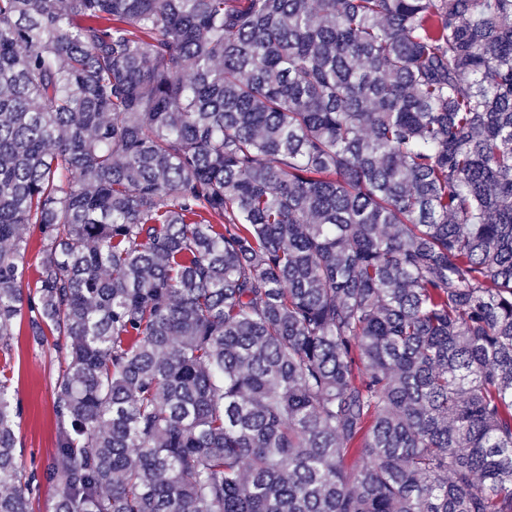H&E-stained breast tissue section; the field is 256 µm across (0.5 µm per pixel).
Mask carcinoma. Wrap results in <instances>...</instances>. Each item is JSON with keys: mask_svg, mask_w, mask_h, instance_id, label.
Instances as JSON below:
<instances>
[{"mask_svg": "<svg viewBox=\"0 0 512 512\" xmlns=\"http://www.w3.org/2000/svg\"><path fill=\"white\" fill-rule=\"evenodd\" d=\"M2 243L0 512H512V0H0ZM47 339L43 347L36 346L26 319L17 320L10 353L12 391L23 412L17 455L27 473L55 457L53 390L62 358L53 348V337Z\"/></svg>", "mask_w": 512, "mask_h": 512, "instance_id": "obj_1", "label": "carcinoma"}]
</instances>
